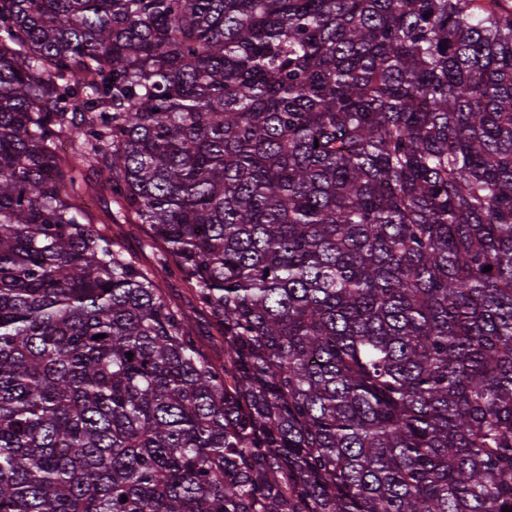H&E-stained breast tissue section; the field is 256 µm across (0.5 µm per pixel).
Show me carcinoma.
Listing matches in <instances>:
<instances>
[{"instance_id": "carcinoma-1", "label": "carcinoma", "mask_w": 512, "mask_h": 512, "mask_svg": "<svg viewBox=\"0 0 512 512\" xmlns=\"http://www.w3.org/2000/svg\"><path fill=\"white\" fill-rule=\"evenodd\" d=\"M505 508L512 10L0 0V512ZM135 225L137 231L134 234L124 235L118 231L120 225L106 224V227H108L107 233L118 238L124 245L129 256L140 266L148 269L154 268L157 265L159 251L147 236L146 227ZM159 288L168 300L192 318L203 353L214 361L222 360L224 343L222 344L219 338L214 337L218 336V333L213 328L209 316L195 308L185 285L177 278L166 277L160 280Z\"/></svg>"}]
</instances>
